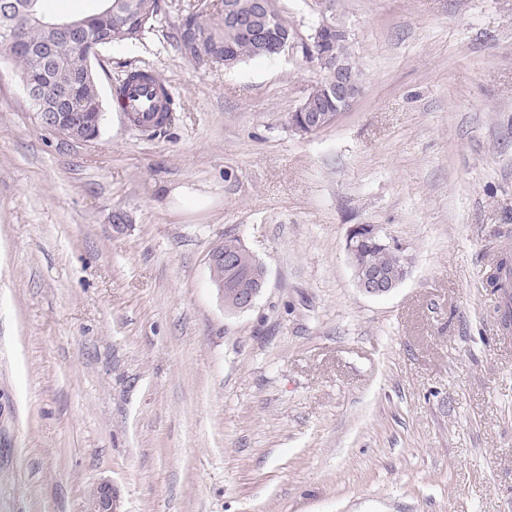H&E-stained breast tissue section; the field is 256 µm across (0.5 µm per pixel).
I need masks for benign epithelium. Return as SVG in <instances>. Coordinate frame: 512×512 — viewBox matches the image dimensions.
Segmentation results:
<instances>
[{
  "label": "benign epithelium",
  "instance_id": "7a95c632",
  "mask_svg": "<svg viewBox=\"0 0 512 512\" xmlns=\"http://www.w3.org/2000/svg\"><path fill=\"white\" fill-rule=\"evenodd\" d=\"M36 0H0V33L7 37L8 49H29L21 36L20 26L36 24L44 31L37 48V59L41 61L58 60L57 48L62 42L73 44L83 50L87 60L99 55L100 48L111 39L112 23L106 16L112 15V0H101L95 12L79 16H58L43 18L36 14ZM254 13L237 14L235 24L240 34L252 41L257 49L267 52L269 42L265 36V27L259 24V15L266 9L265 0H255ZM349 38L347 28L338 24H323L309 34V40L302 46L303 54H319L322 75L317 85L330 97L336 99V111L325 110L322 101L310 96L284 118L285 127L301 136L315 134L336 122L338 116L349 109L357 98L358 67L350 58L336 53V42ZM42 80L35 82L28 76L22 77V88L28 100H36L42 94L50 97V110L38 113L41 126L59 137L75 142H93L100 135L99 116L90 114L96 104L90 102L82 93L86 78L72 75L66 82H60L45 70H40ZM373 245L395 251L403 258V267L399 275L394 276L381 268L373 267L363 261L364 245ZM346 252L354 270L357 288L369 296H382L390 293L408 275V248L389 241L388 235L377 224H354L346 235ZM209 269L227 266L238 268L233 255L224 254V245L220 244L211 252L208 259ZM249 276L256 281L253 288H238L235 283L215 281L220 292L236 297L234 310L245 312L253 307L264 288L267 270L259 263ZM88 512H119L117 494L112 483L103 481L96 485L90 497Z\"/></svg>",
  "mask_w": 512,
  "mask_h": 512
}]
</instances>
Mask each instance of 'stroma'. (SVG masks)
<instances>
[{
  "mask_svg": "<svg viewBox=\"0 0 512 512\" xmlns=\"http://www.w3.org/2000/svg\"><path fill=\"white\" fill-rule=\"evenodd\" d=\"M198 0H161L101 50L99 138L37 122L0 65V512H512V0H336L360 93L310 136L281 123L321 77L316 0H278L288 54L227 69L182 53ZM147 70L180 105L131 128ZM354 224L410 258L356 286ZM268 269L228 315L208 257ZM222 243H224V245L223 244L218 245L211 252L209 259H208V264H209L210 273L215 268L222 267L224 269L223 273H224V277H225L227 274V270L224 267V265L226 267L237 269L238 263H237V259L235 256L224 255V253L225 254H236L239 256L241 255V258L245 265H248L250 260L247 255L248 250H246L244 248L243 244L240 242L239 239L234 238V237H225L224 242H222ZM512 265L511 256L507 253L504 254L498 264L497 271L488 276L486 280L487 288H491L492 292L502 291L506 293L509 288H512ZM90 510L87 512H120L117 494L108 481L96 485L90 497Z\"/></svg>",
  "mask_w": 512,
  "mask_h": 512,
  "instance_id": "obj_1",
  "label": "stroma"
}]
</instances>
